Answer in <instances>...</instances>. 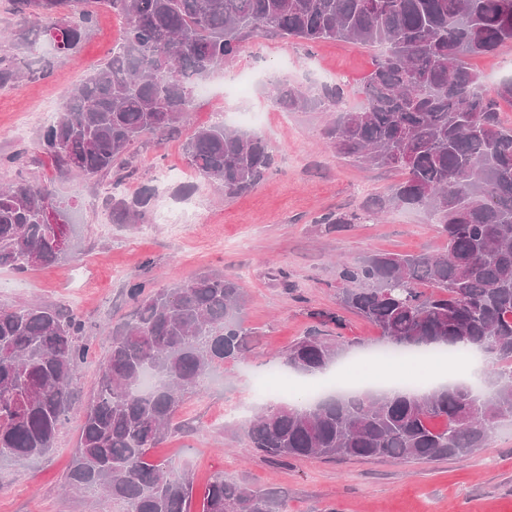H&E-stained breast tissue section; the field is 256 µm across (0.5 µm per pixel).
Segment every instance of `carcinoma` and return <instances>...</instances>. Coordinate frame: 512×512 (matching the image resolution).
Returning <instances> with one entry per match:
<instances>
[{"mask_svg":"<svg viewBox=\"0 0 512 512\" xmlns=\"http://www.w3.org/2000/svg\"><path fill=\"white\" fill-rule=\"evenodd\" d=\"M10 0L36 36L75 52L98 12L121 16L118 48L63 96L40 147L57 169L118 186L136 172L135 145L173 131L193 112L198 82L224 69L244 43L272 35L308 44L343 40L385 51L365 79L366 105L336 115L323 138L337 154L405 175L365 213L394 207L429 213L446 250L374 253L339 265L343 310L371 324L390 347L455 349L469 344L495 367L466 384L402 391H334L304 409L269 405L249 423V447L271 458L465 459L485 447L495 424L512 418V79L487 89L469 59L512 43V0ZM286 112L338 107L344 89L313 95L271 82ZM189 166L232 198L272 174L260 137L215 123L185 140ZM23 151L0 174V267L18 273L51 265L41 220L49 188L24 174ZM148 197L117 192L106 201L114 224H136ZM129 319L112 326L96 393L83 410L68 485L105 492L127 512H190L194 480L153 459L175 412L204 376L239 359L250 331L246 293L211 271L146 294L130 283ZM83 322L50 306L0 307V457L36 458L53 448L84 360ZM344 344L299 339L284 363L307 376L336 363ZM276 493L216 473L202 512H287Z\"/></svg>","mask_w":512,"mask_h":512,"instance_id":"carcinoma-1","label":"carcinoma"}]
</instances>
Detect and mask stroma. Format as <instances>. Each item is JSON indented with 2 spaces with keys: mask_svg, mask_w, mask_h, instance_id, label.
Here are the masks:
<instances>
[{
  "mask_svg": "<svg viewBox=\"0 0 512 512\" xmlns=\"http://www.w3.org/2000/svg\"><path fill=\"white\" fill-rule=\"evenodd\" d=\"M121 27L118 16L99 12L77 52L53 56L36 41L31 24L0 0V61L30 69L45 59L52 65L48 78L0 86V157L23 150L30 176L49 185L69 221V250L61 261L24 274L0 267V307L43 304L74 313L84 323L78 342L86 348L72 408L51 452L0 460V512H126L110 496L64 488L83 408L108 354L106 328L131 310L129 282L153 292L212 270L233 274L246 292L250 349L214 370L186 399L156 460L191 470L199 493L218 471L273 489L286 499L288 512H512L508 419L497 423L485 448L464 460H271L246 442L249 419L263 407L253 398V380L273 371L297 381V373L281 363L294 341L322 328L328 338L348 342V362L380 347L378 330L339 305V263L374 252L433 253L444 247L429 216L418 209H392L383 218L336 228L320 223L330 211L360 212L399 175L338 156L324 144L328 113L281 111L266 85L272 73L311 89L341 81L343 108L358 109L364 103L360 88L382 46L253 40L211 79V98L197 99L181 132L137 145L138 171L125 192L134 196L148 188L152 198L140 223L115 224L105 207L111 177L57 173L39 151V132L63 93L110 56ZM215 109L262 113L255 132L277 161L275 172L241 197L216 193L183 155L186 134L209 125ZM171 168L181 169V176L161 178V170ZM323 313L341 316L342 325L320 324Z\"/></svg>",
  "mask_w": 512,
  "mask_h": 512,
  "instance_id": "obj_1",
  "label": "stroma"
}]
</instances>
